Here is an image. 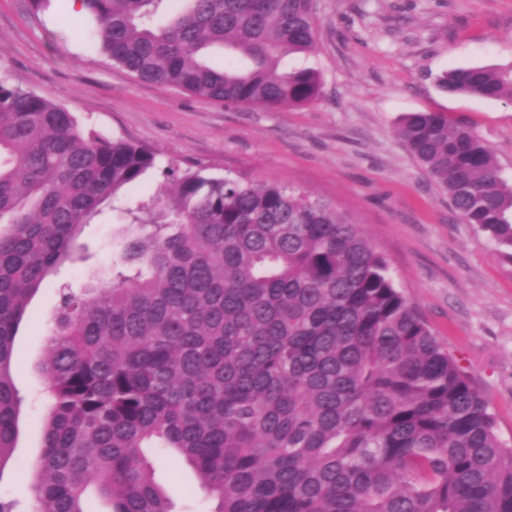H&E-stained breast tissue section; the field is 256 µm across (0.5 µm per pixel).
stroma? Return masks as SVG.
<instances>
[{
  "label": "stroma",
  "mask_w": 512,
  "mask_h": 512,
  "mask_svg": "<svg viewBox=\"0 0 512 512\" xmlns=\"http://www.w3.org/2000/svg\"><path fill=\"white\" fill-rule=\"evenodd\" d=\"M315 18V50L284 61L321 76V96L303 106H227L141 82L98 52L66 0L36 15L27 0H0V74L103 135L156 150L160 162L277 181L350 216L512 441V263L481 227L459 221L396 125L404 112L465 120L512 184V102L451 97L436 82L453 67L512 64V0H315ZM116 230L109 210L86 226L81 260L61 265L32 297L15 337L19 436L0 494L21 512L50 408L40 364L57 289L83 287L111 266ZM154 462L178 512H209L189 466L159 451Z\"/></svg>",
  "instance_id": "stroma-1"
}]
</instances>
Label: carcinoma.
I'll list each match as a JSON object with an SVG mask.
<instances>
[{"mask_svg": "<svg viewBox=\"0 0 512 512\" xmlns=\"http://www.w3.org/2000/svg\"><path fill=\"white\" fill-rule=\"evenodd\" d=\"M82 0L98 51L142 82L226 105L317 100L314 0ZM231 49L246 70L212 67ZM450 96L512 102V65L452 68ZM410 153L512 263V185L446 112L398 120ZM157 153L0 75V471L19 433L14 338L29 299L107 205L122 254L64 286L42 361L51 409L31 512H175L147 450L210 512H512V447L485 398L350 218L275 181L171 160L164 199L121 192ZM156 480L171 497L176 510L207 512L213 504L197 493V479L191 468L168 454L154 453Z\"/></svg>", "mask_w": 512, "mask_h": 512, "instance_id": "cac0c4a2", "label": "carcinoma"}]
</instances>
